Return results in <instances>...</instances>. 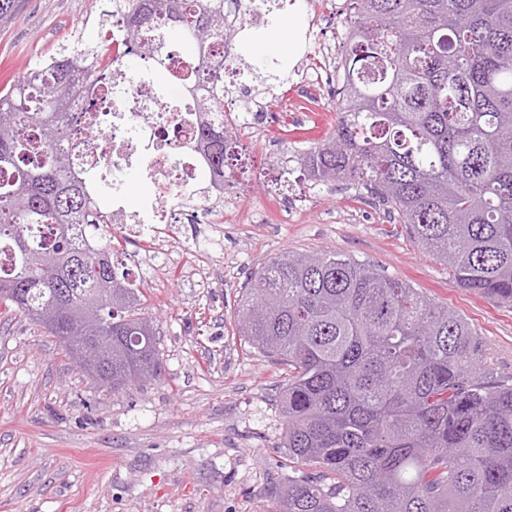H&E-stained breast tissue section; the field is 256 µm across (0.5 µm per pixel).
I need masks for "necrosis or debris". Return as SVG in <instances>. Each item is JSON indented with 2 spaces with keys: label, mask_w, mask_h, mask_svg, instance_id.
Masks as SVG:
<instances>
[{
  "label": "necrosis or debris",
  "mask_w": 512,
  "mask_h": 512,
  "mask_svg": "<svg viewBox=\"0 0 512 512\" xmlns=\"http://www.w3.org/2000/svg\"><path fill=\"white\" fill-rule=\"evenodd\" d=\"M268 0H225L224 23L243 34L265 24ZM311 16L301 34L303 54L291 97L316 98L334 104L343 96V64L334 54L338 41L346 39L348 25L337 29L334 39L324 40L318 28L320 5L313 0ZM129 46L121 26L112 28V88L101 91L93 108L95 135L86 140L78 170L93 178L94 186H112V221L123 225L132 238L160 242L172 224H224L233 221L241 199L234 185L216 191L206 159L194 147L199 115L187 95L173 96L184 85L180 77L183 57L173 53L165 75H158L150 60L126 62ZM226 56V85L236 95L238 109H225L224 120L242 127L250 138L262 141L286 109L277 96H258L239 80L237 44ZM134 172L147 186L138 209L128 206L126 172Z\"/></svg>",
  "instance_id": "1"
}]
</instances>
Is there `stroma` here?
I'll list each match as a JSON object with an SVG mask.
<instances>
[{
	"mask_svg": "<svg viewBox=\"0 0 512 512\" xmlns=\"http://www.w3.org/2000/svg\"><path fill=\"white\" fill-rule=\"evenodd\" d=\"M111 10L112 0H24L0 27V87L74 39L99 45ZM297 138L282 125L265 143L239 135L235 179L265 223L225 225L206 252L207 225H172L166 275L150 241L108 226L156 329L159 378L96 385L46 329L0 305V512H276L288 367L250 348L235 312L250 273L286 250H333L409 280L467 319L512 376V306L459 288L370 191L310 182L292 159L281 167ZM284 182L310 194L305 212L281 214L272 194Z\"/></svg>",
	"mask_w": 512,
	"mask_h": 512,
	"instance_id": "obj_1",
	"label": "stroma"
}]
</instances>
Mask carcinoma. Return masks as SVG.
<instances>
[{"instance_id": "1", "label": "carcinoma", "mask_w": 512, "mask_h": 512, "mask_svg": "<svg viewBox=\"0 0 512 512\" xmlns=\"http://www.w3.org/2000/svg\"><path fill=\"white\" fill-rule=\"evenodd\" d=\"M126 40L163 62L178 35L198 143L216 186L235 157L224 124L225 0H113ZM346 86L332 137L301 155L320 183L356 179L460 288L512 305V0H348ZM81 40L0 89V289L34 324L65 296L112 336V389L162 371L141 291L112 261V210L76 170L82 113L112 70ZM154 38L143 41L142 33ZM236 330L288 365L280 405L292 475L279 512H512V377L463 316L380 266L284 251L253 272Z\"/></svg>"}]
</instances>
